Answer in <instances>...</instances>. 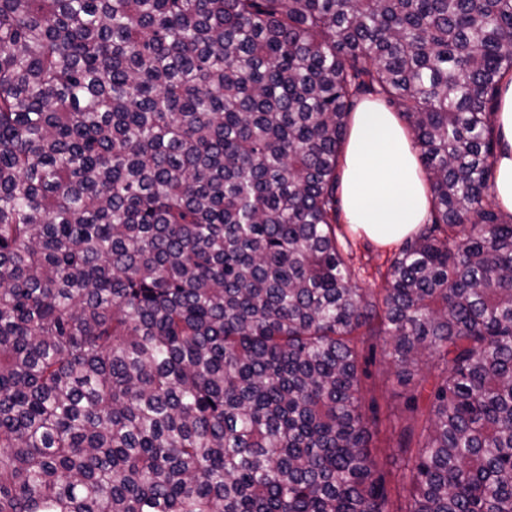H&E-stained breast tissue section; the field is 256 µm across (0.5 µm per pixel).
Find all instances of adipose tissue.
Segmentation results:
<instances>
[{
  "label": "adipose tissue",
  "mask_w": 512,
  "mask_h": 512,
  "mask_svg": "<svg viewBox=\"0 0 512 512\" xmlns=\"http://www.w3.org/2000/svg\"><path fill=\"white\" fill-rule=\"evenodd\" d=\"M496 126L497 199L512 214V79L502 85ZM339 185L345 224L379 245L404 240L430 216L432 198L412 135L379 100L361 102L351 115Z\"/></svg>",
  "instance_id": "1"
}]
</instances>
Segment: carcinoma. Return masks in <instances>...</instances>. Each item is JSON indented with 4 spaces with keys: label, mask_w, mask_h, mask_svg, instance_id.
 Listing matches in <instances>:
<instances>
[{
    "label": "carcinoma",
    "mask_w": 512,
    "mask_h": 512,
    "mask_svg": "<svg viewBox=\"0 0 512 512\" xmlns=\"http://www.w3.org/2000/svg\"><path fill=\"white\" fill-rule=\"evenodd\" d=\"M509 76L512 0H0V512H390L374 336L406 512H512ZM365 96L433 200L375 299L337 196ZM496 126L501 134L497 156L495 186L503 211L512 214V79H505L500 93ZM373 347H365L362 367L367 377L364 379L366 406L374 398L378 407V421L369 428L374 433L373 444L377 447L380 466L387 473V487L390 490L393 510H406V494L402 491L400 477L403 472V456L399 447L401 433L404 429H416L412 414L405 408L408 389L399 384L389 372L383 354L385 345L382 338L374 340Z\"/></svg>",
    "instance_id": "1"
}]
</instances>
